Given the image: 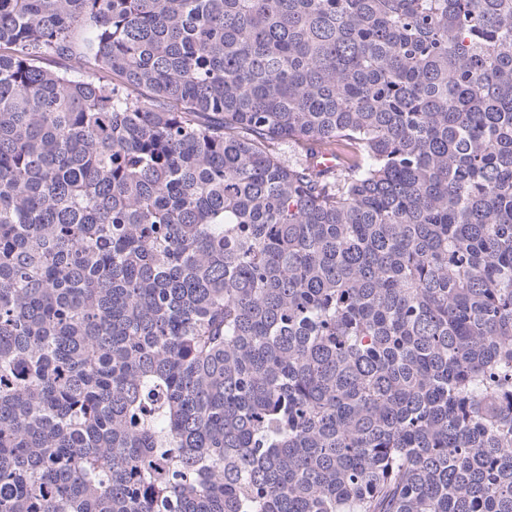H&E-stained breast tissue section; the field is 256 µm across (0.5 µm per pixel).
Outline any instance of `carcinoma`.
Wrapping results in <instances>:
<instances>
[{
  "label": "carcinoma",
  "instance_id": "cac0c4a2",
  "mask_svg": "<svg viewBox=\"0 0 512 512\" xmlns=\"http://www.w3.org/2000/svg\"><path fill=\"white\" fill-rule=\"evenodd\" d=\"M0 512H512V0H0Z\"/></svg>",
  "mask_w": 512,
  "mask_h": 512
}]
</instances>
